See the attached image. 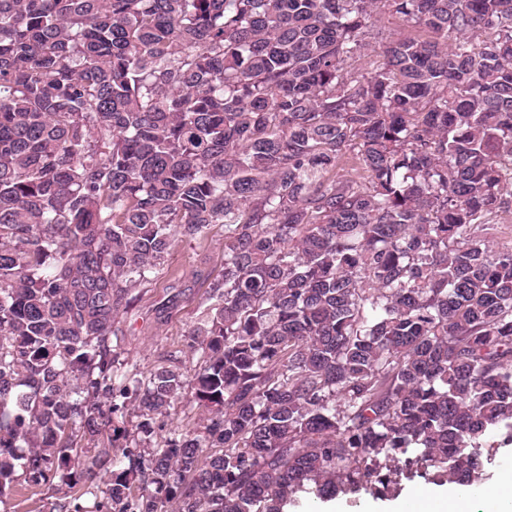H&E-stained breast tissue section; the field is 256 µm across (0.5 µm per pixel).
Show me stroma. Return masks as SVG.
<instances>
[{
    "mask_svg": "<svg viewBox=\"0 0 512 512\" xmlns=\"http://www.w3.org/2000/svg\"><path fill=\"white\" fill-rule=\"evenodd\" d=\"M224 261V228L210 226L203 240L192 244L176 245L166 258L169 272L182 277L191 294L180 302L171 319L165 325H157L154 309L166 300L169 279L160 277L142 292V300L131 316L134 333L126 337L123 347L131 365L140 371H148L160 363L163 354L170 349L182 348L181 368L186 376H193L200 365L199 353L188 350L189 332L199 317L198 304L206 296L209 280L193 277L196 269L203 268L209 279L219 278Z\"/></svg>",
    "mask_w": 512,
    "mask_h": 512,
    "instance_id": "1",
    "label": "stroma"
}]
</instances>
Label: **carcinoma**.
Segmentation results:
<instances>
[{"instance_id":"cac0c4a2","label":"carcinoma","mask_w":512,"mask_h":512,"mask_svg":"<svg viewBox=\"0 0 512 512\" xmlns=\"http://www.w3.org/2000/svg\"><path fill=\"white\" fill-rule=\"evenodd\" d=\"M511 212L512 0H0V503L477 494L512 449ZM213 224L199 370L134 371L128 315ZM52 491L45 487L28 488L9 495L0 512H50L51 503L55 501Z\"/></svg>"}]
</instances>
